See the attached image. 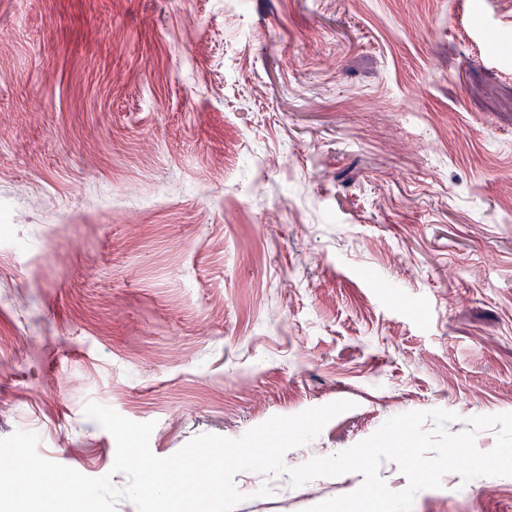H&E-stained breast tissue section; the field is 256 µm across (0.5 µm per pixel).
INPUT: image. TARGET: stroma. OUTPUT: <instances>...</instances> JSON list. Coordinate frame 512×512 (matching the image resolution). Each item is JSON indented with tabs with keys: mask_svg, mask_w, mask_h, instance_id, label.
I'll return each mask as SVG.
<instances>
[{
	"mask_svg": "<svg viewBox=\"0 0 512 512\" xmlns=\"http://www.w3.org/2000/svg\"><path fill=\"white\" fill-rule=\"evenodd\" d=\"M506 0H0V438L111 475L88 402L152 452L352 409L289 467L389 418L512 413ZM241 472L235 512L336 480ZM449 473L411 512H512Z\"/></svg>",
	"mask_w": 512,
	"mask_h": 512,
	"instance_id": "stroma-1",
	"label": "stroma"
}]
</instances>
